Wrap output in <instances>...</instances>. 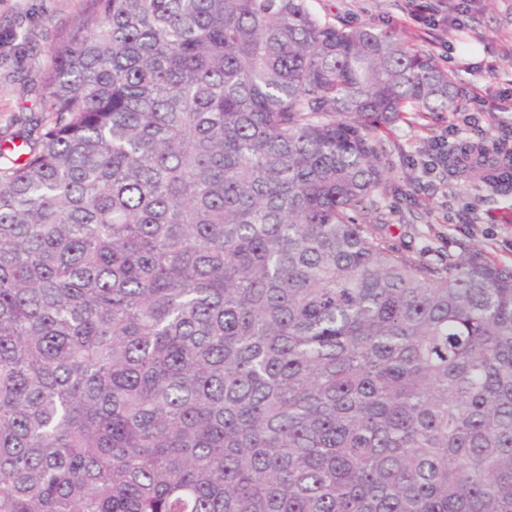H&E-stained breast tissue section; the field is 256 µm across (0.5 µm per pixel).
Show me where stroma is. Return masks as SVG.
Returning a JSON list of instances; mask_svg holds the SVG:
<instances>
[{
    "label": "stroma",
    "mask_w": 512,
    "mask_h": 512,
    "mask_svg": "<svg viewBox=\"0 0 512 512\" xmlns=\"http://www.w3.org/2000/svg\"><path fill=\"white\" fill-rule=\"evenodd\" d=\"M321 20L368 24L446 63L457 83L461 113L475 105L496 110L497 123L512 124V107L500 110L512 91V0H476L465 30L430 29L409 20L407 0H309ZM88 0H0V150L39 119L36 89L52 62L60 36L76 32ZM444 112L402 113L375 135L385 181L376 194L384 212L381 233L396 249L429 259L480 252L512 266V199L485 179L483 169L458 175L438 172L429 190L418 188L421 163L439 139L465 143L467 128L446 134Z\"/></svg>",
    "instance_id": "1"
}]
</instances>
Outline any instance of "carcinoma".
Segmentation results:
<instances>
[{"mask_svg":"<svg viewBox=\"0 0 512 512\" xmlns=\"http://www.w3.org/2000/svg\"><path fill=\"white\" fill-rule=\"evenodd\" d=\"M0 152V512H512V267L388 244L434 58L308 0H90Z\"/></svg>","mask_w":512,"mask_h":512,"instance_id":"obj_1","label":"carcinoma"}]
</instances>
